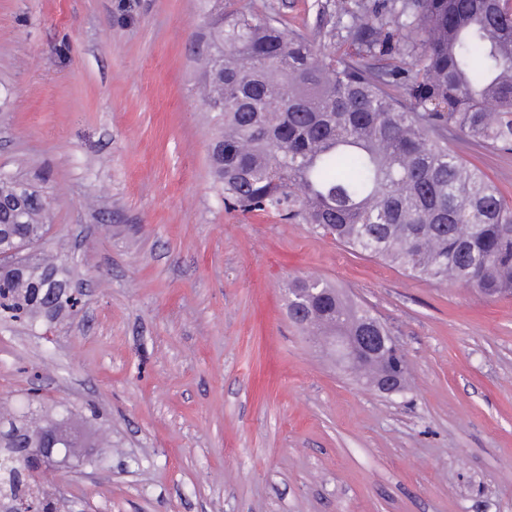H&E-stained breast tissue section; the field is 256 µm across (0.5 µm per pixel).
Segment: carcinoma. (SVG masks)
Instances as JSON below:
<instances>
[{
  "label": "carcinoma",
  "mask_w": 512,
  "mask_h": 512,
  "mask_svg": "<svg viewBox=\"0 0 512 512\" xmlns=\"http://www.w3.org/2000/svg\"><path fill=\"white\" fill-rule=\"evenodd\" d=\"M207 5L199 92L224 120L210 158L225 208L309 224L425 281L512 294V200L451 146L512 151V0H401L378 23L340 0L309 33L286 32L276 12ZM338 35L354 50L336 49ZM17 196L0 251L29 254L30 268H0V319L33 321L49 316L43 295L70 269L32 251L48 230L49 193L0 179V197ZM288 296L291 321L339 370L367 385L390 370L405 389L401 351L346 364L323 345L358 335L368 308L325 280L292 278ZM40 419L30 403L0 413V449L43 444ZM54 423L74 447L93 446L80 425Z\"/></svg>",
  "instance_id": "obj_1"
}]
</instances>
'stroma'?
<instances>
[{
    "label": "stroma",
    "instance_id": "35a3bbf8",
    "mask_svg": "<svg viewBox=\"0 0 512 512\" xmlns=\"http://www.w3.org/2000/svg\"><path fill=\"white\" fill-rule=\"evenodd\" d=\"M335 0H224L311 29ZM203 0H0V173L43 186L80 304L0 322V407H95L53 481L86 512H512V297L226 210L193 90ZM458 151L512 196V153ZM331 281L404 347L386 396L288 320Z\"/></svg>",
    "mask_w": 512,
    "mask_h": 512
}]
</instances>
